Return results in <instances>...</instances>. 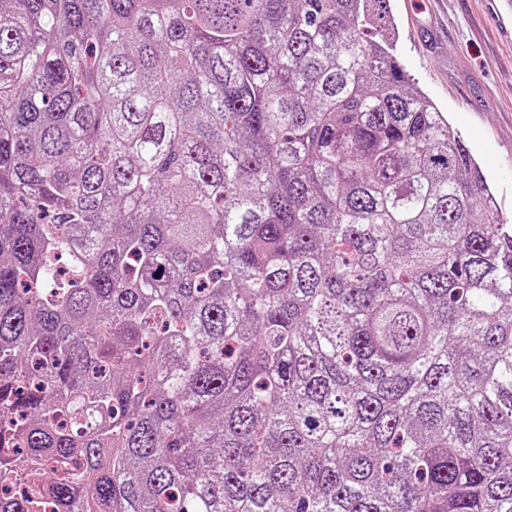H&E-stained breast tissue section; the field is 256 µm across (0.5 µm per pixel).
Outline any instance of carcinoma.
Here are the masks:
<instances>
[{"mask_svg": "<svg viewBox=\"0 0 512 512\" xmlns=\"http://www.w3.org/2000/svg\"><path fill=\"white\" fill-rule=\"evenodd\" d=\"M393 30L0 0V512H512V225Z\"/></svg>", "mask_w": 512, "mask_h": 512, "instance_id": "carcinoma-1", "label": "carcinoma"}]
</instances>
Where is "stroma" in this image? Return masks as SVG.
I'll list each match as a JSON object with an SVG mask.
<instances>
[{"mask_svg": "<svg viewBox=\"0 0 512 512\" xmlns=\"http://www.w3.org/2000/svg\"><path fill=\"white\" fill-rule=\"evenodd\" d=\"M398 54L458 130L512 220V35L495 0H390Z\"/></svg>", "mask_w": 512, "mask_h": 512, "instance_id": "1", "label": "stroma"}]
</instances>
